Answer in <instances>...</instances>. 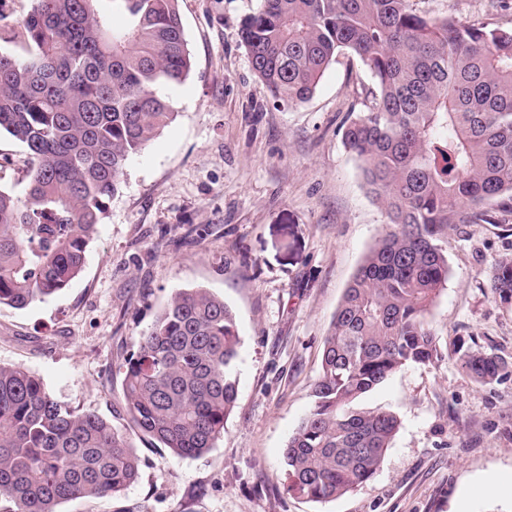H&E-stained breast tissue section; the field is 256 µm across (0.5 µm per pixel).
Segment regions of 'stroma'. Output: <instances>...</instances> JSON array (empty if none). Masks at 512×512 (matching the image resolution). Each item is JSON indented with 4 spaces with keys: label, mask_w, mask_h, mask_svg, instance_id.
I'll use <instances>...</instances> for the list:
<instances>
[{
    "label": "stroma",
    "mask_w": 512,
    "mask_h": 512,
    "mask_svg": "<svg viewBox=\"0 0 512 512\" xmlns=\"http://www.w3.org/2000/svg\"><path fill=\"white\" fill-rule=\"evenodd\" d=\"M33 0H0V50ZM260 0H178L192 68L163 88L175 116L132 156L79 275L23 308L0 305V364L39 376L57 401L104 417L141 459L114 498L58 512H512V376L480 384L459 340L512 358V302L487 286L512 255V208L458 224L441 245L448 283L426 319L442 358L407 366L361 407L399 429L379 470L322 502L288 493L283 451L313 406L323 340L353 274L385 229L343 132L374 98L370 71L344 49L304 103L273 99L241 42ZM430 19L512 28V0H409ZM24 147L0 134V187L24 195ZM203 288L230 307L240 338L238 401L214 448L177 458L135 428L123 364L171 295Z\"/></svg>",
    "instance_id": "35a3bbf8"
}]
</instances>
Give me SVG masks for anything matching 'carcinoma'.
Wrapping results in <instances>:
<instances>
[{
  "instance_id": "cac0c4a2",
  "label": "carcinoma",
  "mask_w": 512,
  "mask_h": 512,
  "mask_svg": "<svg viewBox=\"0 0 512 512\" xmlns=\"http://www.w3.org/2000/svg\"><path fill=\"white\" fill-rule=\"evenodd\" d=\"M21 29L31 56L0 51V133L30 161L24 198L0 189V305L16 308L79 274L128 160L174 117L160 88L192 67L178 0H34ZM241 38L276 98L309 100L342 49L378 90L345 145L386 230L345 289L314 405L284 450L287 490L319 502L370 479L399 427L358 400L401 368L441 358L426 321L448 283L441 237L490 221L488 203L512 205V28L431 20L407 0H261ZM488 288L512 300V257L497 261ZM239 344L224 300L177 291L126 361L122 398L137 430L178 458L209 452L236 406ZM456 354L481 384L512 366L463 343ZM139 470L107 420L0 365V512L114 497Z\"/></svg>"
}]
</instances>
